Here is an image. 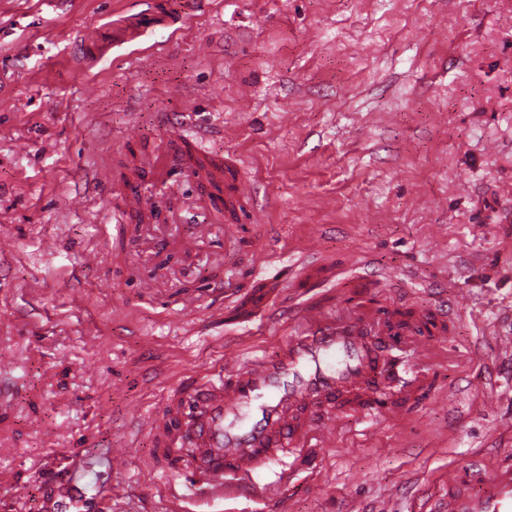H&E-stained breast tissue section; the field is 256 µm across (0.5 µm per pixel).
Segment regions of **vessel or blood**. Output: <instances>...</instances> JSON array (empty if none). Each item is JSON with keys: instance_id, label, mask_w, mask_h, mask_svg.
<instances>
[{"instance_id": "vessel-or-blood-1", "label": "vessel or blood", "mask_w": 512, "mask_h": 512, "mask_svg": "<svg viewBox=\"0 0 512 512\" xmlns=\"http://www.w3.org/2000/svg\"><path fill=\"white\" fill-rule=\"evenodd\" d=\"M347 300L342 287L319 296L293 289L288 337L273 355L255 346L234 370L205 367L183 380L195 415L178 420L175 441L195 449L189 466L208 494L267 501L277 485L306 469L302 460H280L283 448L308 440L321 450L331 447L339 432L335 422L300 427L290 417L299 406L319 410L343 394L357 393L368 417L397 409L377 386L382 368L378 354L365 344V321L340 315ZM297 371L302 380L283 387ZM491 483L489 493L475 492L456 468H449L447 512H512V465L496 468Z\"/></svg>"}]
</instances>
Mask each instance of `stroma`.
<instances>
[{
  "label": "stroma",
  "mask_w": 512,
  "mask_h": 512,
  "mask_svg": "<svg viewBox=\"0 0 512 512\" xmlns=\"http://www.w3.org/2000/svg\"><path fill=\"white\" fill-rule=\"evenodd\" d=\"M166 2L0 0V512L72 487L86 512H445L452 467L485 488L512 461V0H202L158 20ZM186 112L204 145L181 137ZM236 175L267 223L225 210ZM164 182L173 207L126 213L117 236L113 184ZM313 246L328 262L306 287L370 258L400 285L362 302L446 321L453 343L415 361L429 336L404 331L394 392L429 388L367 423L333 408L316 476L263 506L193 496L140 418L199 366L273 351Z\"/></svg>",
  "instance_id": "35a3bbf8"
}]
</instances>
